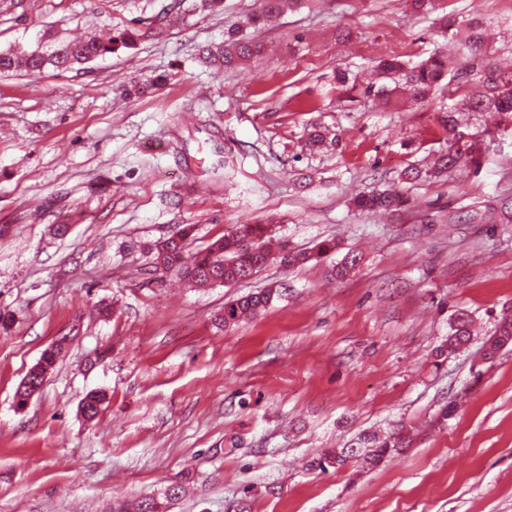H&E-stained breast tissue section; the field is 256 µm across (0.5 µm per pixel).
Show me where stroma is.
Listing matches in <instances>:
<instances>
[{
  "instance_id": "obj_1",
  "label": "stroma",
  "mask_w": 512,
  "mask_h": 512,
  "mask_svg": "<svg viewBox=\"0 0 512 512\" xmlns=\"http://www.w3.org/2000/svg\"><path fill=\"white\" fill-rule=\"evenodd\" d=\"M166 0L0 4V50L134 27ZM184 14L162 37L85 71L0 75V512H106L115 498L185 492L169 512H512V347L484 343L512 316V224H454L457 208L512 195V128L482 143L479 170L402 182L445 145L446 86L381 105L376 61L450 50L405 0H314L255 30L259 63L223 73L199 46L258 0ZM495 38L462 92L512 59V0H435ZM350 68L354 89L336 73ZM165 74L142 97L131 83ZM334 141L312 152V128ZM398 186L405 206L352 199ZM335 252L250 280L191 288L148 272L144 243L193 225L189 253L236 224ZM68 225L65 236L55 225ZM344 280L327 274L347 252ZM275 289L259 316L218 329L225 302ZM112 316L94 313L99 300ZM469 343L436 349L455 318ZM78 327L42 388L15 394L42 352ZM104 391L85 420L83 397ZM401 431L399 454L366 471L314 462L363 433Z\"/></svg>"
}]
</instances>
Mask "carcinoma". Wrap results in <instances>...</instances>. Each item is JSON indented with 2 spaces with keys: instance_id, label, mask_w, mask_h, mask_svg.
I'll use <instances>...</instances> for the list:
<instances>
[{
  "instance_id": "cac0c4a2",
  "label": "carcinoma",
  "mask_w": 512,
  "mask_h": 512,
  "mask_svg": "<svg viewBox=\"0 0 512 512\" xmlns=\"http://www.w3.org/2000/svg\"><path fill=\"white\" fill-rule=\"evenodd\" d=\"M311 0H261L260 10L244 20L230 25L224 30V41L204 46L199 50L200 63L217 70L231 69L248 60L262 58L264 45L251 38L247 29L264 26L272 18L288 11L308 6ZM185 0L163 7L156 16L154 35H163L170 22L172 11L183 7ZM191 8L197 12L218 14L224 11V0H192ZM440 28L445 30L457 42L455 59H448L443 51H436L417 64H409L398 59L384 60L379 64V74L394 81V88L382 86L376 95L392 101L397 97L410 95L415 99L427 96L447 76L456 71V76L468 75L465 68L458 67V61L469 59L483 51L485 41L482 31L473 30L461 36L456 28L457 21L443 15L436 19ZM139 37L138 30L125 29L109 38L89 35L68 41H59L50 49L17 53L12 50L0 52V73H23L36 77L45 71L84 70L91 62L108 54H114L122 48L133 46ZM459 112H494L499 123L512 126V72L504 73L497 68H489L485 73V92L478 97L462 100L460 106L448 110L443 124L448 131L446 146L439 151L433 164L427 168L410 166L402 173V180L413 182L419 179H439L448 170L456 167L461 160H468L472 166H480L481 148L476 138H463L462 124L457 120ZM402 203L398 190H381L370 195H361L354 199V205L362 212L390 211ZM456 222L467 223L475 220L492 221L493 213H480L469 205L459 207L455 215ZM191 228L185 226L175 235L166 239L149 242L144 252L150 257V267L158 274L175 275L188 285L196 288H213L234 284L256 274L264 264L275 259L285 267L305 264L310 254L286 246L273 237L272 230L266 224H236L224 232V236L213 241L206 251L191 261L184 258L186 239ZM358 256L351 253L329 271L334 279H342L356 266ZM274 291L267 289L224 303L223 313L217 315V325L231 327L248 316H254L270 304ZM467 315L457 316V324L448 335V339L439 349V355L453 353L469 341L471 332ZM501 337L491 335L487 342L491 349L484 352L487 359L494 358V351L512 346V318L502 319L496 327ZM67 337L63 336L44 350L40 360L28 372L31 382L43 383L44 377L53 369L65 349ZM105 395L90 392L81 401V408L91 411L90 418L98 416ZM359 450L336 448L324 452L318 466L328 464L340 469L350 462H358L362 467L378 465L389 453L402 445L401 433L394 432L383 438L365 433L356 441ZM182 486L174 483L163 496H148L136 501L115 500L109 512H167L169 503L180 496Z\"/></svg>"
}]
</instances>
